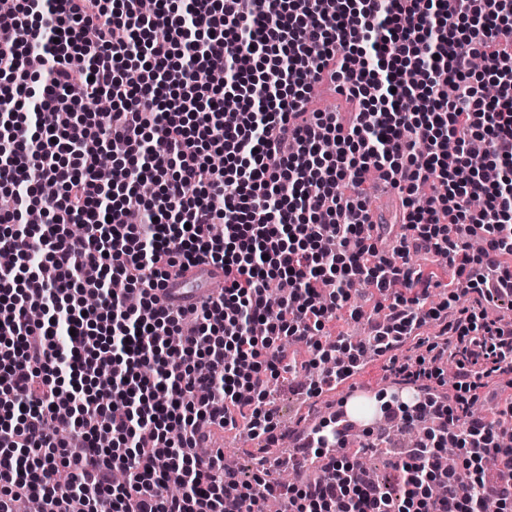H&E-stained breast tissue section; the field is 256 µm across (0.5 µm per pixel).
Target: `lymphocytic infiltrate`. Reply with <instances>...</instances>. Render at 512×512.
<instances>
[{
    "label": "lymphocytic infiltrate",
    "mask_w": 512,
    "mask_h": 512,
    "mask_svg": "<svg viewBox=\"0 0 512 512\" xmlns=\"http://www.w3.org/2000/svg\"><path fill=\"white\" fill-rule=\"evenodd\" d=\"M0 31L11 198L0 209V408L12 414L0 422V512L25 498L68 512L75 496L85 512L105 498L112 512H265L270 499L288 512H484L489 499L512 512V448L500 445L512 392L497 394L493 417L472 412L484 378L512 371V321L475 303L427 307L441 282L411 263L445 258L453 298L490 287L512 301V0H157L147 17L136 0H20ZM478 55L498 86L490 99L470 84ZM203 72L222 79L201 83ZM324 80L358 101L350 126L307 110ZM102 94L112 109L77 120ZM48 110L74 119L57 129ZM212 149L223 167L207 164ZM370 170L398 190L400 227L372 222ZM142 180L159 186L151 201ZM33 210L42 223L18 229ZM202 262L223 268L224 287L188 319L159 290ZM361 284L385 300L373 327L384 351L440 324L443 342L396 374L430 382L455 368L451 396L394 407L410 426L437 421L396 462V491L345 456L290 483L243 480L222 449L201 453L213 429L242 424L277 447L270 380L297 373L289 344L314 353L310 394L358 371L364 342L320 337ZM448 447L467 478L442 467ZM491 455L508 480L487 482Z\"/></svg>",
    "instance_id": "f902f5d3"
}]
</instances>
